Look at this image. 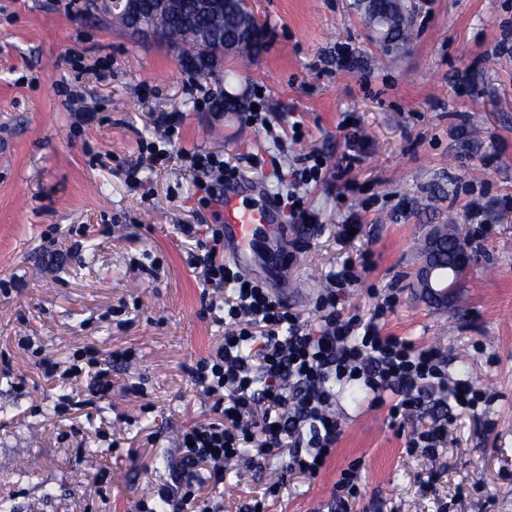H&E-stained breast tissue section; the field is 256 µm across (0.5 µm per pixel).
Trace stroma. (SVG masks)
Here are the masks:
<instances>
[{
	"mask_svg": "<svg viewBox=\"0 0 512 512\" xmlns=\"http://www.w3.org/2000/svg\"><path fill=\"white\" fill-rule=\"evenodd\" d=\"M404 4L410 39L389 50L359 0H250L264 50L226 56L202 79L163 42L132 36L84 0H0V280L20 286L0 293V351L13 361L12 375L0 374V497L15 512H138L159 485H177L181 429L209 415L188 368L224 328L202 310L179 230L195 223L198 196L175 163L143 170L135 185L126 177L139 140L160 139L149 112L181 113L177 148L235 155L242 182L271 199L287 194L304 154L323 156L325 176L308 193L321 225L292 226L278 210L279 249L305 240L287 267L289 306L313 318L328 272L371 250L346 313L369 315L371 289H398L383 334L438 348L452 377L493 398L483 418L457 413L429 458L407 454L387 407L339 393L342 434L316 478L284 475L281 457L258 472L239 464L209 488L212 502L240 512L251 491L277 481L265 512H334L333 487L359 458L364 497L352 512H512V208L473 247L447 307L416 295L413 277L434 225L468 234L470 191L512 201V58L496 52L512 0ZM345 47L346 70L336 65ZM226 86L262 94L265 126L215 115L208 101ZM81 112L93 118L79 126ZM349 121L365 144L342 183L334 172ZM353 213L363 231L346 241L336 228ZM156 262L154 280L144 269ZM122 303L126 313L112 315ZM26 336L59 363L80 347L132 352L119 375L143 396L74 410L85 382L45 384L18 345Z\"/></svg>",
	"mask_w": 512,
	"mask_h": 512,
	"instance_id": "obj_1",
	"label": "stroma"
}]
</instances>
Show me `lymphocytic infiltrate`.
Wrapping results in <instances>:
<instances>
[{
	"instance_id": "obj_1",
	"label": "lymphocytic infiltrate",
	"mask_w": 512,
	"mask_h": 512,
	"mask_svg": "<svg viewBox=\"0 0 512 512\" xmlns=\"http://www.w3.org/2000/svg\"><path fill=\"white\" fill-rule=\"evenodd\" d=\"M175 159L205 207L220 196L225 182L240 176L223 153L185 150L175 158L145 141L140 163L128 169L127 178L137 181L141 169ZM180 231L193 242L191 267L202 274L203 310L224 325V339L190 370L193 387L210 402V415L182 431L180 490L159 489L153 503H139V512H217L203 494L199 470L208 471L218 485L227 465L243 460L259 469L283 450L288 470L317 477L342 432L332 412L340 384L360 387L371 405H388L394 421L431 402H452L474 414L485 409L484 390L471 379L449 378L438 349L382 334L380 322L394 310L396 292L378 298L369 317L345 314L343 294L361 282L367 264L348 259L330 271L315 301L319 321L312 324L293 313L280 294L225 260L223 225L189 224ZM24 344L38 356L46 382L82 377L92 396L111 397V358L77 350L63 369L42 357L32 339Z\"/></svg>"
}]
</instances>
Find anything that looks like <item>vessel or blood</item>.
<instances>
[{
    "mask_svg": "<svg viewBox=\"0 0 512 512\" xmlns=\"http://www.w3.org/2000/svg\"><path fill=\"white\" fill-rule=\"evenodd\" d=\"M221 220L224 249L242 272L253 276L259 269L268 268L277 273L287 266V255L275 246L280 226L272 204L248 203L228 187L224 190Z\"/></svg>",
    "mask_w": 512,
    "mask_h": 512,
    "instance_id": "obj_1",
    "label": "vessel or blood"
}]
</instances>
